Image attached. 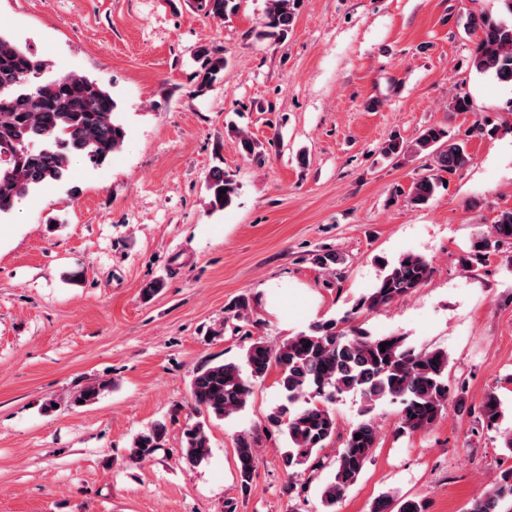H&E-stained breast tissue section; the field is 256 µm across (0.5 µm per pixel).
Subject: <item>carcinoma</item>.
<instances>
[{
    "label": "carcinoma",
    "mask_w": 512,
    "mask_h": 512,
    "mask_svg": "<svg viewBox=\"0 0 512 512\" xmlns=\"http://www.w3.org/2000/svg\"><path fill=\"white\" fill-rule=\"evenodd\" d=\"M241 0H192L190 5L207 17L220 21L235 15ZM497 13L472 15L467 28L481 37L471 57V67L480 75L512 87V0H500ZM299 0H266L265 18L259 38L284 40L293 30ZM199 62L197 91L212 87L226 64L224 54L206 46L195 51ZM127 131L119 119L118 103L97 80L71 71L59 74L30 48L21 46L0 29V218L10 215L27 195L48 184L65 180L71 159L83 156L101 165L123 149ZM432 157L433 173L411 187L408 202L427 204L443 186V174L452 175L472 162L465 142L448 137L438 126L423 129L407 147L393 138L383 145L385 157L405 151ZM209 206L224 210L238 197L239 185L220 167L206 178ZM225 194H219V191ZM512 244V210L503 211L487 234L477 239L469 263L479 264L506 245ZM319 267L330 270L343 263L332 251L314 254ZM432 267L425 258L404 254L395 262L383 263V273L370 292L358 298L341 319L317 322L308 330L277 346L262 338L250 339L242 362L205 364L194 373L190 396L197 413L229 418L243 411L253 386L273 368L283 403L267 416L268 429L282 435L288 445L284 456L288 491L305 489L295 478L320 467L318 453L337 432L336 415L329 404L344 394L356 392L362 413L369 414L385 402L401 404V434L426 431L445 414L448 403L475 415L490 428L503 416L497 394L485 395L478 406L451 391L448 381L449 357L442 349L416 350L405 336L396 333L374 335L359 325H346L362 312L383 309L415 293L428 282ZM229 318L248 321L251 309L245 299L230 307ZM388 346L382 348L380 344ZM106 383L76 391L69 405L80 407L98 399ZM379 428L372 419L362 420L346 434L337 449L333 469L320 493L324 512H335L371 460ZM360 439H355V435ZM168 425L156 421L138 433L128 448L130 461L151 459L167 442ZM211 453L205 423L184 431L182 461L198 466ZM234 454L241 494L251 491L259 456L258 438L241 433L234 439ZM369 512H426L424 502L399 498L390 492L379 495ZM467 512H512V467L501 469L483 493L471 502Z\"/></svg>",
    "instance_id": "obj_1"
}]
</instances>
